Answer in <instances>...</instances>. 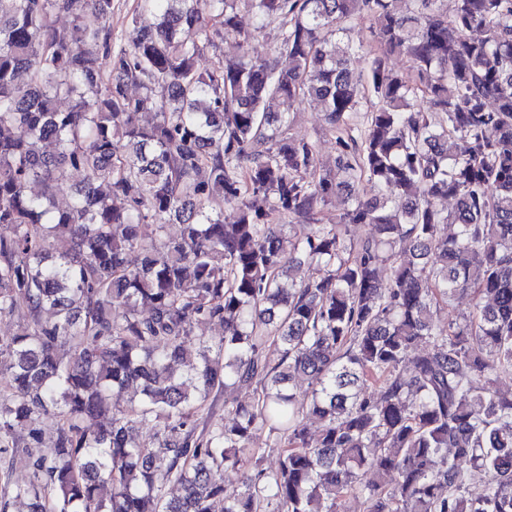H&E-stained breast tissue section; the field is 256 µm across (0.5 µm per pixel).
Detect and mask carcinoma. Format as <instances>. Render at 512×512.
<instances>
[{
    "label": "carcinoma",
    "mask_w": 512,
    "mask_h": 512,
    "mask_svg": "<svg viewBox=\"0 0 512 512\" xmlns=\"http://www.w3.org/2000/svg\"><path fill=\"white\" fill-rule=\"evenodd\" d=\"M142 2L158 22L131 20L116 47L113 0H0V317L31 318L0 336V461L15 423L31 439L29 481L3 496L26 512H344L353 492L365 512H512V396L492 378L512 366V0H455L451 20L443 0L408 14L393 0H251L259 23L279 22L288 66L242 53L205 71L238 0ZM359 12L376 46L364 59L341 43ZM395 53L414 75L389 66ZM368 92L357 159L344 144L336 160L347 179L318 173L315 143L275 105L313 98L334 131ZM72 170L83 179L60 207ZM357 171L376 194L341 223L296 239L269 223L316 221ZM169 223L181 231L164 240ZM344 224L375 235L354 244ZM305 261L327 274L284 284ZM470 288L492 304L436 327L432 306ZM212 321L224 336L186 347ZM133 384L138 399L111 410ZM242 386L252 401L233 396ZM215 390L224 427L196 437ZM261 430L280 449L273 472L251 444ZM461 460L488 474L481 486ZM229 467L246 469L232 491Z\"/></svg>",
    "instance_id": "carcinoma-1"
}]
</instances>
